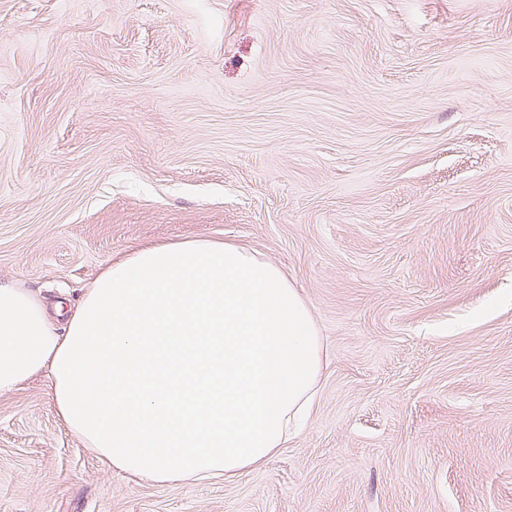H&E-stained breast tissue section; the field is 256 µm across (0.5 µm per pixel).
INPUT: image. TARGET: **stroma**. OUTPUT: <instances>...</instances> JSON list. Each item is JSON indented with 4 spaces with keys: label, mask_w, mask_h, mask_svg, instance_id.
Returning <instances> with one entry per match:
<instances>
[{
    "label": "stroma",
    "mask_w": 512,
    "mask_h": 512,
    "mask_svg": "<svg viewBox=\"0 0 512 512\" xmlns=\"http://www.w3.org/2000/svg\"><path fill=\"white\" fill-rule=\"evenodd\" d=\"M195 238L309 307L304 428L156 484L41 375L0 394V512H512V0H0V285L73 308Z\"/></svg>",
    "instance_id": "1"
}]
</instances>
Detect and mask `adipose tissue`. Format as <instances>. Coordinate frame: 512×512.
Wrapping results in <instances>:
<instances>
[{"label": "adipose tissue", "instance_id": "adipose-tissue-1", "mask_svg": "<svg viewBox=\"0 0 512 512\" xmlns=\"http://www.w3.org/2000/svg\"><path fill=\"white\" fill-rule=\"evenodd\" d=\"M323 363L297 289L230 242L132 251L88 288L63 337L38 299L0 286V394L48 375L87 447L154 483L262 466L309 415Z\"/></svg>", "mask_w": 512, "mask_h": 512}]
</instances>
